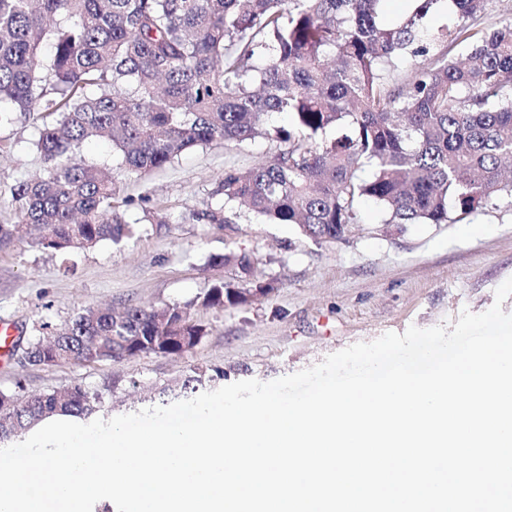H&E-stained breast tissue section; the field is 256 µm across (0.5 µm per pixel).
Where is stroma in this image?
I'll list each match as a JSON object with an SVG mask.
<instances>
[{"instance_id":"obj_1","label":"stroma","mask_w":512,"mask_h":512,"mask_svg":"<svg viewBox=\"0 0 512 512\" xmlns=\"http://www.w3.org/2000/svg\"><path fill=\"white\" fill-rule=\"evenodd\" d=\"M36 116L16 115L0 126V224L14 221V185L40 173L32 146ZM278 144L260 137L246 145L215 142L185 151L164 169L136 175L113 168L119 213L131 238L74 253L69 262L14 242L0 247V324L23 347L42 322L61 326L98 306H159L184 302L234 278L233 266L210 264L214 254L250 258L259 277L275 280L267 299L247 306L199 308L208 336L183 357L153 355L121 362L53 367L10 359L0 364V389L22 382L28 393L113 384V415L152 407L155 386L189 367H224L229 382H263L322 362L333 352L381 335L457 322L462 310L481 313L512 277V198L497 210L456 224L385 226L379 207L359 205L345 238L318 244L288 224L241 215L236 224L183 221L187 209L210 202L228 169L273 159ZM168 223L152 222L154 212Z\"/></svg>"}]
</instances>
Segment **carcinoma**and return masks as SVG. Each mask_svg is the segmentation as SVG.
I'll list each match as a JSON object with an SVG mask.
<instances>
[{
	"label": "carcinoma",
	"mask_w": 512,
	"mask_h": 512,
	"mask_svg": "<svg viewBox=\"0 0 512 512\" xmlns=\"http://www.w3.org/2000/svg\"><path fill=\"white\" fill-rule=\"evenodd\" d=\"M387 0H0V124L41 114L33 141L43 173L17 183L13 224L0 244L30 240L62 258L131 229L115 211L107 168L85 160L90 139L112 144L131 174L162 169L213 142L276 140L266 164L224 172L222 202L184 221L233 224L247 211L292 224L318 244L358 222L373 199L383 224H456L512 197V18L477 28L488 0H408L382 22ZM453 28L430 32L442 4ZM468 47L448 57V44ZM411 73L397 77L398 62ZM287 112L286 127L269 117ZM234 264L229 280L184 303L88 309L43 333L26 355L45 366L194 352L208 335L195 307L248 305L274 290ZM226 377L194 365L161 389L191 399ZM107 393L75 385L29 394L0 390V443L58 415L105 410Z\"/></svg>",
	"instance_id": "cac0c4a2"
}]
</instances>
